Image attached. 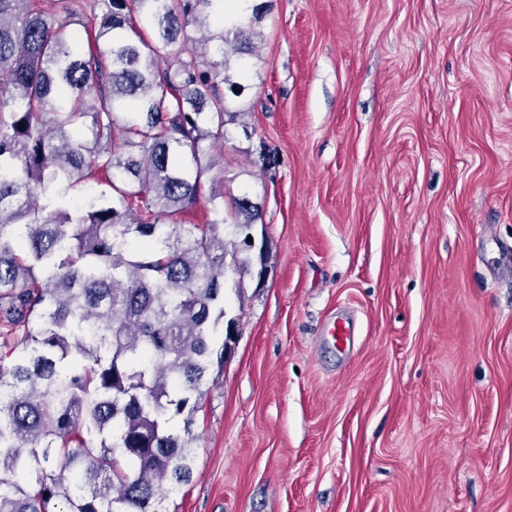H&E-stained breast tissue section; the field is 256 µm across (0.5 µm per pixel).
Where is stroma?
<instances>
[{"mask_svg": "<svg viewBox=\"0 0 512 512\" xmlns=\"http://www.w3.org/2000/svg\"><path fill=\"white\" fill-rule=\"evenodd\" d=\"M258 28L206 181L259 204L268 273L228 279L166 512H512V0H271Z\"/></svg>", "mask_w": 512, "mask_h": 512, "instance_id": "obj_1", "label": "stroma"}]
</instances>
